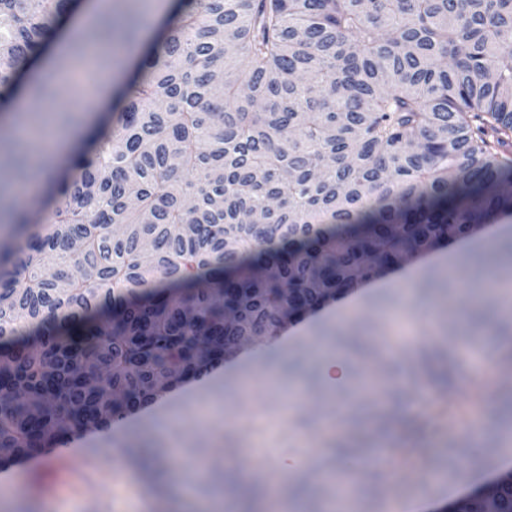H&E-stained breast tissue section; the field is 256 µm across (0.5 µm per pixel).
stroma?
<instances>
[{
  "label": "stroma",
  "instance_id": "1",
  "mask_svg": "<svg viewBox=\"0 0 512 512\" xmlns=\"http://www.w3.org/2000/svg\"><path fill=\"white\" fill-rule=\"evenodd\" d=\"M512 237L488 226L362 284L336 302L289 322L281 342L243 345L202 379L164 394L110 431L76 437L94 495L67 500L63 512H270L279 492L290 512H326L327 474L346 470L360 512H386L393 496L431 499L467 473L494 471L512 450V310L498 294L458 293L457 322L488 309L496 335L463 343L448 335L439 295H420L429 274L458 277L462 255ZM340 358L347 382L309 391L285 374V356ZM453 367L464 393L447 396L428 374ZM159 452L152 478L136 474L128 448ZM309 479L307 508L295 486Z\"/></svg>",
  "mask_w": 512,
  "mask_h": 512
}]
</instances>
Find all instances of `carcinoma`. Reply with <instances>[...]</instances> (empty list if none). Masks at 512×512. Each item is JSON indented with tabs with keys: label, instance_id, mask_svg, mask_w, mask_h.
Instances as JSON below:
<instances>
[{
	"label": "carcinoma",
	"instance_id": "obj_1",
	"mask_svg": "<svg viewBox=\"0 0 512 512\" xmlns=\"http://www.w3.org/2000/svg\"><path fill=\"white\" fill-rule=\"evenodd\" d=\"M112 133L0 216V463L104 431L288 309L512 217V0H187ZM73 0H0V112ZM56 56L68 69L83 38ZM38 172L0 133V173ZM142 474L149 448H130ZM495 496L459 512H496Z\"/></svg>",
	"mask_w": 512,
	"mask_h": 512
}]
</instances>
